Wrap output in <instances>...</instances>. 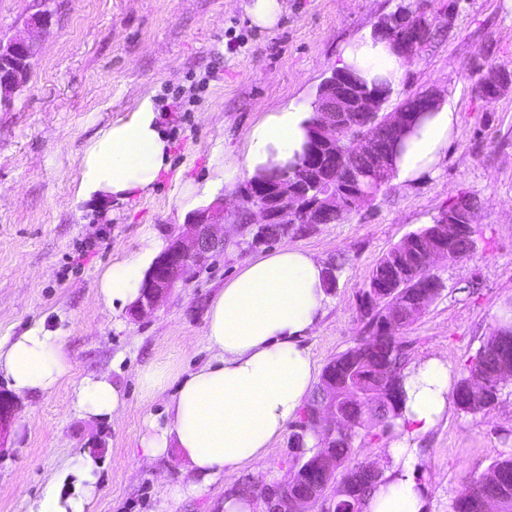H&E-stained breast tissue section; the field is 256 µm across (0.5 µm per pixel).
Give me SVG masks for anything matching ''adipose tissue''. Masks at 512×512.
Masks as SVG:
<instances>
[{"label": "adipose tissue", "instance_id": "obj_1", "mask_svg": "<svg viewBox=\"0 0 512 512\" xmlns=\"http://www.w3.org/2000/svg\"><path fill=\"white\" fill-rule=\"evenodd\" d=\"M339 68L369 84L398 90L408 64L392 42L364 31L339 48ZM315 100L290 103L252 126L236 168L245 179L273 177L302 155L315 116ZM454 130L447 103H438L404 140L396 180L419 177L439 158ZM170 144L152 96L141 97L125 119L91 139L83 153L79 193L85 199H127L152 190L170 166ZM325 265L313 254L284 246L249 260L211 299L204 342L209 359L192 370L172 361L141 372L144 400L164 401V421L150 418L140 439L142 458L177 455L189 479L169 490L180 499L230 480L268 456L295 420L318 381L305 338L326 313ZM145 267L142 257L108 266L98 301L108 310L132 305ZM64 332L38 321L18 335L0 339V377L19 397L55 389L69 371ZM451 365L432 357L405 371L406 401L395 421L391 465L365 499L362 512H430L431 492L421 477L422 460L413 443L436 428L452 408ZM74 410L83 418L113 416L126 406L121 388L103 373L82 380ZM80 493L63 496L49 481L32 512H92L96 464L82 451L62 463Z\"/></svg>", "mask_w": 512, "mask_h": 512}]
</instances>
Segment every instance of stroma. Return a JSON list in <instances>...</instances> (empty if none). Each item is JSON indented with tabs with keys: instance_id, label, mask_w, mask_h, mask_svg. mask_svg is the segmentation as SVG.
Wrapping results in <instances>:
<instances>
[{
	"instance_id": "obj_1",
	"label": "stroma",
	"mask_w": 512,
	"mask_h": 512,
	"mask_svg": "<svg viewBox=\"0 0 512 512\" xmlns=\"http://www.w3.org/2000/svg\"><path fill=\"white\" fill-rule=\"evenodd\" d=\"M401 0H288L271 30L252 26L245 0H0V40L35 45L28 83L0 104V339L42 320L62 327L71 369L55 390L19 400L0 434V512H29L64 457L97 459L93 512H216L223 484L178 501L186 482L175 458L138 463L147 416L139 375L173 360L192 367L210 356L203 342L209 299L256 251L235 236L222 255L178 284L146 318L97 302L110 264L163 250L187 214L216 198L233 203L239 177H225L250 128L265 113L314 97L336 66L340 43L371 28ZM54 17L36 29L43 9ZM512 66V7L506 0H458L454 27L408 66L389 104L435 87L455 132L434 171L389 184L338 223L288 236L323 262L344 258L327 313L306 338L318 368L365 336L357 295L376 261L465 192L479 204L474 249L435 269L444 289L400 333L410 362L448 358L461 377L512 299V93L486 102L473 91L472 62ZM153 95L171 143V163L154 188L102 207L78 194L88 141ZM109 374L124 390L119 416L83 419L71 400L81 381ZM290 434L235 480L259 499L289 477ZM418 446L435 512L500 455L512 453V383L498 404L470 417L450 410Z\"/></svg>"
}]
</instances>
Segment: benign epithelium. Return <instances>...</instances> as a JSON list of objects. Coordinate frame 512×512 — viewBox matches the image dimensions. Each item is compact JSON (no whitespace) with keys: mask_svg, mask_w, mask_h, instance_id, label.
<instances>
[{"mask_svg":"<svg viewBox=\"0 0 512 512\" xmlns=\"http://www.w3.org/2000/svg\"><path fill=\"white\" fill-rule=\"evenodd\" d=\"M428 25L422 16L404 23L402 34L398 36L403 56L413 59L420 56L424 49L423 30ZM32 54V43L23 37L12 38L6 42L0 40V97L12 96L24 87L28 80L27 62ZM326 87L327 103L319 108L318 120L314 125L316 143L331 146L336 130L354 132L352 146L355 153L368 160L371 171L385 167V154L369 134L354 131L355 122L367 125L379 115L380 101L365 94H354L346 99L336 96V75L322 82ZM512 91V74L503 71H491L486 74L477 94L484 96H502ZM440 99V94L431 89L425 90L413 98L414 106L399 108L389 113L385 125L394 129L408 124V113L419 112ZM251 202L250 223L255 235L259 236L269 224H286L293 220L297 224H320L326 211L353 208L360 204L359 196L344 197L331 189L315 197L301 184L291 186L288 180L277 177L249 180L238 186V208L245 202ZM226 211L224 199L218 198L210 205L192 212L184 225V231L169 243L152 261L146 271L139 289V296L132 306L131 314L142 318L152 313L180 280H189L205 267L216 255L224 252V223ZM441 223L450 226H462L471 223L469 200L462 197L455 206L446 210ZM433 287H422L415 292L409 304L417 311L423 310L435 296ZM15 412V403L6 392L0 391V429L9 422ZM336 416V398L322 404L317 410L306 411L301 424L314 426L322 437V445H327L336 435V425L327 423V419ZM270 504L269 512H302V508L315 500L322 501L321 512H336V500L325 499L321 489L315 488L303 492L289 501H285L277 492H268L264 496Z\"/></svg>","mask_w":512,"mask_h":512,"instance_id":"benign-epithelium-1","label":"benign epithelium"}]
</instances>
